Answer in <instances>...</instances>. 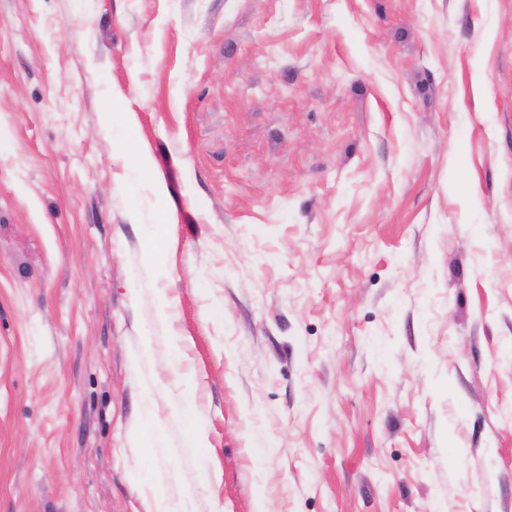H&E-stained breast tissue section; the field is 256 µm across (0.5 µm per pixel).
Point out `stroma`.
<instances>
[{
	"label": "stroma",
	"mask_w": 512,
	"mask_h": 512,
	"mask_svg": "<svg viewBox=\"0 0 512 512\" xmlns=\"http://www.w3.org/2000/svg\"><path fill=\"white\" fill-rule=\"evenodd\" d=\"M0 126V512H512V0H0Z\"/></svg>",
	"instance_id": "35a3bbf8"
}]
</instances>
